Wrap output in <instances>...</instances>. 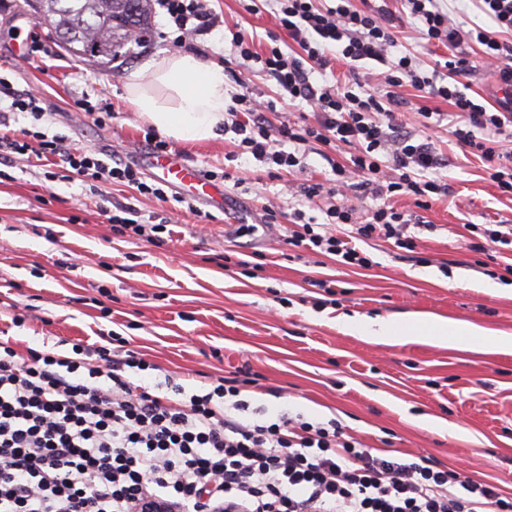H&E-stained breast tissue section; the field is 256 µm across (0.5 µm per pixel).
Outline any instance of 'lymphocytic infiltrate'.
<instances>
[{
    "label": "lymphocytic infiltrate",
    "mask_w": 512,
    "mask_h": 512,
    "mask_svg": "<svg viewBox=\"0 0 512 512\" xmlns=\"http://www.w3.org/2000/svg\"><path fill=\"white\" fill-rule=\"evenodd\" d=\"M422 26L426 51L445 47L449 55L431 72L420 73L418 58L399 50L394 16L384 6L353 7L338 0H274L280 28L297 44L287 53L274 46L259 52L252 39L234 31L231 52L246 69L274 81L276 99H259L252 87L233 97L225 130L238 135L240 153L251 155L272 179L299 169L317 142L351 148L349 164L332 163V187L304 186L307 198L328 195L323 222L294 211L285 244L335 256L346 266L371 268L355 243L375 237L412 249L411 223L449 187L433 172L442 164L433 142L407 130L394 90L410 85L427 98L453 108L448 127L457 143L483 163L499 191L512 196V100L488 106L463 92L469 71L465 45L483 46L488 65L502 84L512 85V0H473L495 30L456 24L439 0H402ZM177 35L173 46L210 31L216 20L207 0H159ZM349 66L373 61L369 79L352 76L338 85L312 82V70H326L332 58ZM0 108V160L24 159L26 138L4 132L8 114L39 112L28 93L7 92ZM308 102L313 120L272 125L267 115L278 101ZM247 114L239 121L238 112ZM39 156L60 157L70 180L119 182L143 195L165 199L138 168L107 162L94 152H75L62 136L36 133ZM379 198L359 212L348 190ZM407 197L412 212L395 209L388 196ZM135 353L120 357L103 344L76 343L68 355L29 350L20 355L0 342V512H133L151 497L181 512H512V499L497 487L426 457L384 454L346 436L336 420L311 423L290 415L273 422L241 418L248 403L236 381L218 379L203 394L183 385L157 395L132 382L131 370H148Z\"/></svg>",
    "instance_id": "1"
}]
</instances>
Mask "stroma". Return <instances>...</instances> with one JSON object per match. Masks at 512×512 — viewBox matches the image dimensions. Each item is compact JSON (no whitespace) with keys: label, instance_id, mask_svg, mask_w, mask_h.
Returning a JSON list of instances; mask_svg holds the SVG:
<instances>
[{"label":"stroma","instance_id":"obj_1","mask_svg":"<svg viewBox=\"0 0 512 512\" xmlns=\"http://www.w3.org/2000/svg\"><path fill=\"white\" fill-rule=\"evenodd\" d=\"M218 25L187 41L186 51L223 64L230 87L248 78L273 97V81L248 73L224 49L223 34L246 31L257 51L289 48L266 0L249 13L241 0H209ZM174 28L152 9V28L130 61L102 69L70 57L30 16L24 0H0V80L41 95L42 118L12 115L14 131L66 136L71 148L132 160L148 149L149 130L125 100L130 72L150 57L173 53ZM43 50L25 58L32 39ZM92 112L80 109L81 101ZM447 160L437 178L448 197L411 225L415 251L371 239L358 247L372 268L284 245V227L262 220L267 202L283 213L302 210L323 220L328 196H302L303 186L332 179V163H348L346 145H315L302 170L286 181L268 178L244 157L225 161L233 134L207 142L170 141V150L224 189V211L175 189L165 200L119 183L90 188L64 179L60 165L21 160L0 168V341L19 353H56L71 342L113 337L150 363L133 381L149 386L172 375L186 392L224 376L246 382L252 406L267 419L283 412L310 421L338 420L362 443L430 457L490 482L512 496V349H460L411 338L380 344L344 333L341 317L418 313L465 321L512 336V281L492 277L495 265L474 250V224H511L512 197L486 179L481 160L457 144L447 126H424ZM129 203L141 221L165 223L155 242L123 241L105 209ZM335 281L334 294L314 287Z\"/></svg>","mask_w":512,"mask_h":512}]
</instances>
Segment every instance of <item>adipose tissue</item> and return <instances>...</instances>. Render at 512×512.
Masks as SVG:
<instances>
[{
    "instance_id": "adipose-tissue-1",
    "label": "adipose tissue",
    "mask_w": 512,
    "mask_h": 512,
    "mask_svg": "<svg viewBox=\"0 0 512 512\" xmlns=\"http://www.w3.org/2000/svg\"><path fill=\"white\" fill-rule=\"evenodd\" d=\"M126 99L133 111L164 137L199 142L217 137L230 102L224 68L196 54L178 53L147 59L126 82ZM348 333L392 343L406 336H439L457 347L473 341L495 348H511L512 338L499 336L463 321L443 319L403 323L377 318L345 322Z\"/></svg>"
}]
</instances>
